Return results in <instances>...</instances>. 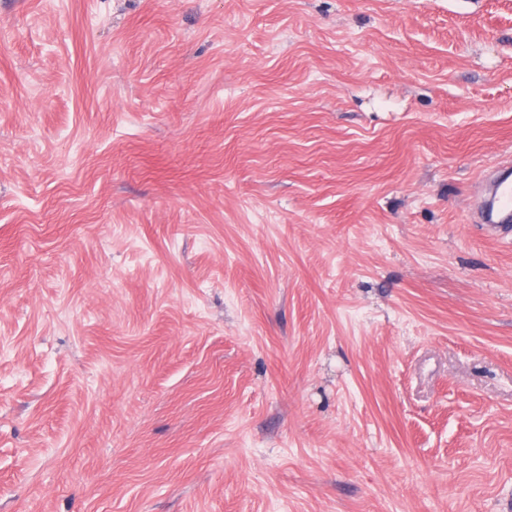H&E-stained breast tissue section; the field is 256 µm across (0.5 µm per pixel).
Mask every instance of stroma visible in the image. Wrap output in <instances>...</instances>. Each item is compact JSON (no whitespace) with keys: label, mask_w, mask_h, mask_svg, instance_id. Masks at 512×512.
Here are the masks:
<instances>
[{"label":"stroma","mask_w":512,"mask_h":512,"mask_svg":"<svg viewBox=\"0 0 512 512\" xmlns=\"http://www.w3.org/2000/svg\"><path fill=\"white\" fill-rule=\"evenodd\" d=\"M512 0H0V512H512ZM481 224L512 223V165L498 170L490 183L489 196L481 208Z\"/></svg>","instance_id":"1"}]
</instances>
